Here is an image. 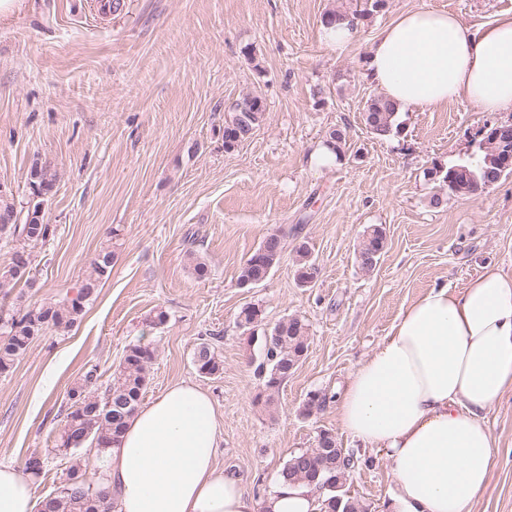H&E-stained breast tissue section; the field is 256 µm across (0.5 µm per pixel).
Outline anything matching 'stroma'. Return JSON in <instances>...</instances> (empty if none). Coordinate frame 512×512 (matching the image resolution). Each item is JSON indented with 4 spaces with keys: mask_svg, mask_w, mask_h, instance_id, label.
Masks as SVG:
<instances>
[{
    "mask_svg": "<svg viewBox=\"0 0 512 512\" xmlns=\"http://www.w3.org/2000/svg\"><path fill=\"white\" fill-rule=\"evenodd\" d=\"M363 0H22L0 17V183L18 211L39 208L52 232L30 245L34 287L0 288V306L55 302L73 294L103 249L112 272L65 331L33 341L0 375V463L23 468L43 500L71 465L96 466L88 449L58 451L69 391L97 368L104 393L127 347L155 357L141 397L149 404L175 382L199 385L223 428L217 463L264 503L288 458L330 430L358 462L345 486L370 512H386L393 488L383 452L342 431L335 398L357 365L422 293L463 288L487 266L512 273V174L480 194L431 196L427 172L471 157L484 128L512 123L466 100L400 112V134L378 138L363 121L379 90L365 77L368 48L401 13L426 8L477 28L512 13V0H386L359 20L344 52L323 38L331 12ZM261 95L265 119L234 150L224 122L245 93ZM347 132L335 165L309 155L333 129ZM56 175L32 185L33 161ZM386 234L372 271L358 246L368 227ZM284 255L255 288L238 282L244 261L272 232ZM307 243L318 268L299 285L295 249ZM208 274L197 278L194 261ZM264 310V328L296 316L309 348L296 372L269 392L256 368L260 342L237 325L242 307ZM165 324L153 325L158 311ZM209 343L223 363L198 374ZM326 395L305 414L310 393ZM497 446L489 482L471 512H512V392L485 413Z\"/></svg>",
    "mask_w": 512,
    "mask_h": 512,
    "instance_id": "stroma-1",
    "label": "stroma"
}]
</instances>
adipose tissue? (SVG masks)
Returning a JSON list of instances; mask_svg holds the SVG:
<instances>
[{
  "mask_svg": "<svg viewBox=\"0 0 512 512\" xmlns=\"http://www.w3.org/2000/svg\"><path fill=\"white\" fill-rule=\"evenodd\" d=\"M367 76L401 109L464 98L512 110V15L478 31L419 8L374 39ZM512 391V273L489 266L464 288L430 289L352 372L337 397L344 431L385 451L394 512H471L495 439L485 412ZM221 418L200 387L176 382L129 420L102 455L119 512H316L309 487L277 483L256 504L216 461ZM34 488L0 464V512H33Z\"/></svg>",
  "mask_w": 512,
  "mask_h": 512,
  "instance_id": "1",
  "label": "adipose tissue"
}]
</instances>
